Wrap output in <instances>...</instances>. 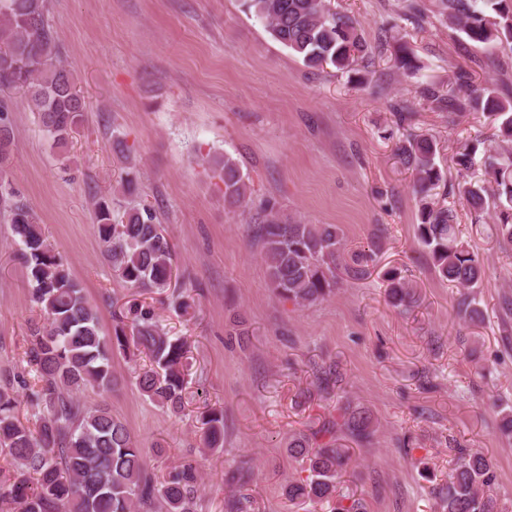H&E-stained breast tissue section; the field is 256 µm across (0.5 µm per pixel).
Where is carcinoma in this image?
Returning a JSON list of instances; mask_svg holds the SVG:
<instances>
[{
    "mask_svg": "<svg viewBox=\"0 0 512 512\" xmlns=\"http://www.w3.org/2000/svg\"><path fill=\"white\" fill-rule=\"evenodd\" d=\"M247 11L266 21L271 38L298 56L305 67L327 64L350 68L355 55L367 46L348 15L330 11L325 0H244ZM438 14L465 37L485 48L512 50V0H436ZM46 0H0V86L18 90L27 107L38 114L48 136L64 147L82 123L85 98L76 87L74 72L61 59L57 36L46 19ZM394 66L413 75L421 69L408 47L398 44ZM423 97L445 107L448 122L466 112H480L501 120L496 147L486 148L476 160L478 144H460L454 164L463 179L459 192L474 214V223L493 205L497 235L508 244L512 260V96L477 90L465 71L444 88L427 86ZM12 130L0 124V208L7 213L17 249L13 258L26 269L30 296L44 313V323L31 329L25 362L36 377L29 384L17 376L35 410L37 428L17 412L14 384L0 385V450L11 471L0 478V505L14 512H195L200 475L183 463L161 480L148 476L143 449L125 424L103 404L88 405L81 394L112 390V357L145 355L149 365L139 371L140 394L172 414L184 407L189 383L187 341L160 326L154 311L132 300L125 319L130 330L118 326L111 336L100 327L97 310L82 287L53 252L34 211L16 198L5 180ZM401 163L415 175L420 194L418 239L431 255L439 277L455 288L472 289L485 276V265L461 236L455 209L433 201V191L444 181L436 162L437 142L430 134H408L397 148ZM220 179L224 203L239 208L248 185L236 163L224 157ZM98 235L112 265V275L128 288H165L172 276V249L147 206L114 215L112 202L95 207ZM263 259L270 285L283 299L306 306L324 300L336 290L342 238L334 224L285 223L270 212L260 227ZM391 306L412 307L416 292L396 275L388 277ZM472 323L484 320L474 297L462 301ZM195 299L185 290L175 309L195 317ZM205 448L224 447V409L202 416ZM342 425L354 434L371 426L370 413L358 408L342 416ZM288 453L305 463L306 476L288 481V499L299 503L336 497L349 464L346 449L311 441L301 434L288 438ZM495 480L490 464L480 454L463 453L448 481L439 485L441 512H495L486 494Z\"/></svg>",
    "mask_w": 512,
    "mask_h": 512,
    "instance_id": "cac0c4a2",
    "label": "carcinoma"
}]
</instances>
